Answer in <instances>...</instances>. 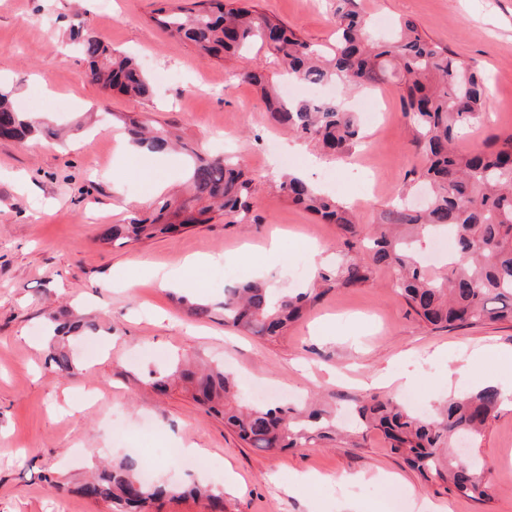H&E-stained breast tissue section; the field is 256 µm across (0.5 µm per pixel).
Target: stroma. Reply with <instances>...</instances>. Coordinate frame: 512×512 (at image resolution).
Instances as JSON below:
<instances>
[{"mask_svg":"<svg viewBox=\"0 0 512 512\" xmlns=\"http://www.w3.org/2000/svg\"><path fill=\"white\" fill-rule=\"evenodd\" d=\"M174 0H0V86L33 115L65 128L63 141L0 139V512H109L77 490L102 460L137 458L154 480L198 481L224 490L227 512H512V405L502 408L472 448L490 480L489 501L425 481L391 453L376 430L356 441L337 439L281 454L250 448L222 417L197 405L183 388L158 395L146 384L154 370L182 360L223 361L255 401L264 383L272 401L301 405L328 393L396 398L395 386H366L394 371L411 374L427 408L458 393L473 378L493 380L496 359L477 362L460 377L457 357L478 346L512 349V323L430 331L410 313L382 267L373 283L338 288L283 337L266 342L226 327L221 315L187 316L177 291L149 283L124 288L136 265L182 268L197 300L224 298V257L238 281L256 267L281 273L276 290L305 286L310 247L323 252V270L343 254L339 225L317 220L279 191L288 172L311 179L349 207L358 223H377L399 199L424 196L415 176L423 164L394 81L337 89L350 106L375 100L387 119L364 128V148L338 157L313 141H297L275 125L254 85L241 75L264 68L282 86L274 56L256 48L224 61L202 58L190 43L167 35L154 12ZM371 23L412 20L487 79L490 116L465 127L467 153L512 133V0H359ZM261 9L316 44L335 38L334 0H259ZM113 49L133 54L154 80L144 97L107 93L86 74L70 35L82 22ZM175 81L161 83L157 74ZM125 113L178 135L204 153L225 152L254 178L260 221L243 226L217 218L173 234L127 245L102 243L115 224L143 218L163 202L188 194L181 153H131L113 113ZM161 183L150 191L149 182ZM70 309L95 321L71 341L75 367L54 373L46 329ZM203 448L185 469L177 449ZM318 477L313 486L297 475ZM368 475L349 487L343 476Z\"/></svg>","mask_w":512,"mask_h":512,"instance_id":"1","label":"stroma"}]
</instances>
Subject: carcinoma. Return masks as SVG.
<instances>
[{
  "label": "carcinoma",
  "instance_id": "cac0c4a2",
  "mask_svg": "<svg viewBox=\"0 0 512 512\" xmlns=\"http://www.w3.org/2000/svg\"><path fill=\"white\" fill-rule=\"evenodd\" d=\"M332 19L336 42L320 45L238 0H197L190 7L175 5L157 11L155 22L165 32L192 43L205 56L222 60L265 47L288 74L310 85H376L394 75V70L401 71L403 113L417 128V146L424 158L419 178L429 187L427 206L416 210L392 205L382 212L381 223L368 228L309 182L291 174L284 177L279 189L292 202L340 225L349 234L345 247L369 251L370 261L347 257L336 273L323 272L311 286L288 292L277 293L257 280L230 288L220 303L224 324L254 336L277 338L333 288L368 284L376 266L395 269L396 286L405 302L432 331L512 322V134L498 136L470 153L459 152L456 144L462 129L483 114V77L448 47L423 36L410 21L401 24L389 40H365L366 20L358 0H336ZM75 41L88 63L91 81L130 96L149 92V79L133 58L91 33L78 34ZM242 78L260 87L271 119L298 136L316 139L332 151H344L360 141L355 114L335 100L287 102L259 68L244 72ZM124 124L133 140L151 152L174 148L162 128L131 118ZM0 129L7 138L20 141L38 131L55 134L49 125L16 108L11 92L2 88ZM181 148L189 158V198L173 210L164 203L147 218L112 225L103 237L105 243L122 245L207 224L215 204L238 224L255 222L253 179L222 155L203 157L186 144ZM439 231L451 236L455 248L444 270L433 271L416 253L414 242L419 234ZM181 303L197 320L210 319L215 313L207 303L186 298ZM51 323L49 361L56 370L68 372L73 360L64 341L93 334L97 326L67 317H55ZM177 379L195 402L223 415L225 426L259 450L304 448L311 440L330 439L335 433V416L327 407L242 401L236 377L219 366L152 371L149 385L165 393ZM343 402L360 428L382 431L390 451L424 480L446 482L470 499L489 498V479L480 460L465 468L452 448L459 436H481L497 417L504 403L498 388L488 385L455 394L427 416L377 396H347ZM140 471V463L125 456L100 469L79 487V493L108 504L111 512H151L166 502L187 500L203 503L208 512H226L224 492L217 487L147 483Z\"/></svg>",
  "mask_w": 512,
  "mask_h": 512
}]
</instances>
